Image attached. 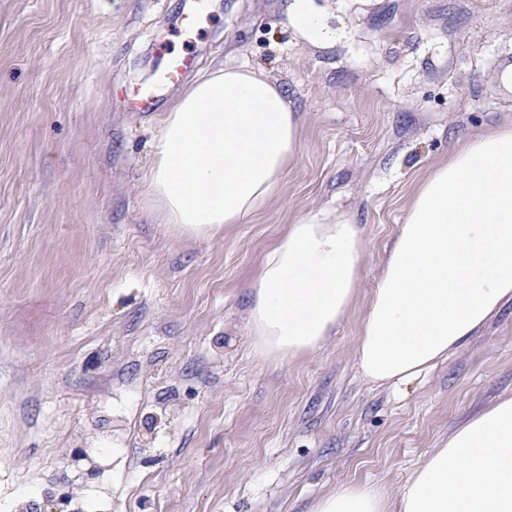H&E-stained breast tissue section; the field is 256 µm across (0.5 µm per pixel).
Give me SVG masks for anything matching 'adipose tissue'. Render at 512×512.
<instances>
[{"label":"adipose tissue","mask_w":512,"mask_h":512,"mask_svg":"<svg viewBox=\"0 0 512 512\" xmlns=\"http://www.w3.org/2000/svg\"><path fill=\"white\" fill-rule=\"evenodd\" d=\"M306 44L336 39L316 0H290ZM304 119L286 90L249 64L194 78L164 112L146 194L165 223L207 237L248 223L278 196ZM362 231L321 209L288 225L249 289V332L264 359L319 348L351 307ZM512 300V124L454 146L417 186L363 320L362 375L404 384L427 375ZM309 512H512V396L467 420L424 457L390 504L367 484L342 485Z\"/></svg>","instance_id":"obj_1"}]
</instances>
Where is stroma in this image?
Here are the masks:
<instances>
[{
    "mask_svg": "<svg viewBox=\"0 0 512 512\" xmlns=\"http://www.w3.org/2000/svg\"><path fill=\"white\" fill-rule=\"evenodd\" d=\"M0 0V512H307L339 485L397 499L463 422L512 395V304L407 384L357 347L414 190L466 137L512 119V0ZM186 56L132 112L159 53ZM246 63L305 117L279 197L213 237L146 195L162 113L185 82ZM363 230L353 304L315 351L271 362L247 287L288 224L321 208ZM288 24L310 46L323 48L336 40V31L329 28L324 11L316 0H290Z\"/></svg>",
    "mask_w": 512,
    "mask_h": 512,
    "instance_id": "1",
    "label": "stroma"
}]
</instances>
